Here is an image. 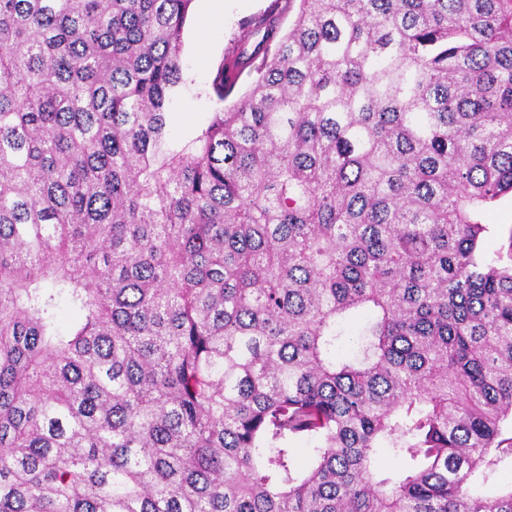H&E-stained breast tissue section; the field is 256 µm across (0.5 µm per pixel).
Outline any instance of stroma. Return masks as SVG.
Segmentation results:
<instances>
[{"mask_svg":"<svg viewBox=\"0 0 512 512\" xmlns=\"http://www.w3.org/2000/svg\"><path fill=\"white\" fill-rule=\"evenodd\" d=\"M272 0H194L182 38L184 83L170 108L169 135L174 143L192 137L213 112L212 81L223 61L241 46L248 24L266 14ZM484 221L489 229L482 249L486 258L512 250V198L491 205Z\"/></svg>","mask_w":512,"mask_h":512,"instance_id":"obj_1","label":"stroma"}]
</instances>
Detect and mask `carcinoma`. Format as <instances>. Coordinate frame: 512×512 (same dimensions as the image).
Returning <instances> with one entry per match:
<instances>
[{"label":"carcinoma","mask_w":512,"mask_h":512,"mask_svg":"<svg viewBox=\"0 0 512 512\" xmlns=\"http://www.w3.org/2000/svg\"><path fill=\"white\" fill-rule=\"evenodd\" d=\"M295 1L174 145L193 0H0V512H512V0ZM485 224H489L485 233L482 249L488 259L501 255L508 260L509 235L512 230V198L506 197L491 205L485 212Z\"/></svg>","instance_id":"obj_1"}]
</instances>
